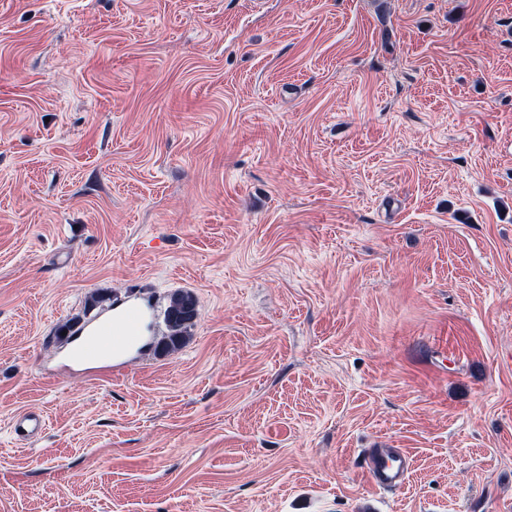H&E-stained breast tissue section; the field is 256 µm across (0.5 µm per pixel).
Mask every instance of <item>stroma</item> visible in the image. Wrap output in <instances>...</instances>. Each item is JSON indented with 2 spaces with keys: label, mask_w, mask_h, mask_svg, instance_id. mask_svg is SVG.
Segmentation results:
<instances>
[{
  "label": "stroma",
  "mask_w": 512,
  "mask_h": 512,
  "mask_svg": "<svg viewBox=\"0 0 512 512\" xmlns=\"http://www.w3.org/2000/svg\"><path fill=\"white\" fill-rule=\"evenodd\" d=\"M0 512H512V0H0ZM197 316V302L188 291H176L169 300L166 309V321L169 334L160 343L161 353H171L180 349L190 338L189 330ZM134 307H115L112 310V318L105 320L95 331H102L103 336H93L90 342L81 344L77 349L76 353L83 358L94 357L99 351L108 350L112 351V346L123 348L125 347L134 336H129L133 329L134 317L132 316L129 321L128 330L125 333L126 336H112V322L119 320L124 314H126ZM412 465L410 455L403 448H389L381 444L362 454V469L368 481L384 492L399 489L406 481Z\"/></svg>",
  "instance_id": "stroma-1"
}]
</instances>
